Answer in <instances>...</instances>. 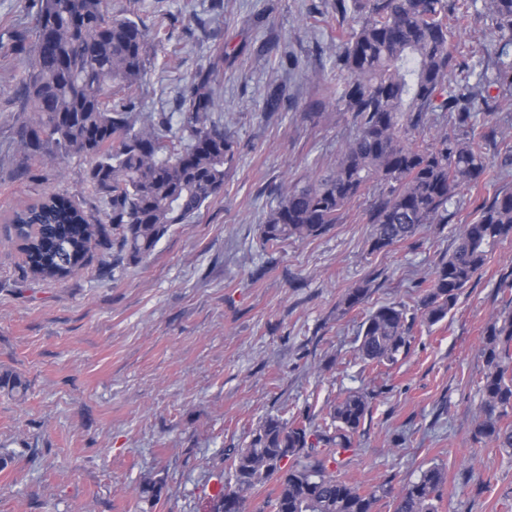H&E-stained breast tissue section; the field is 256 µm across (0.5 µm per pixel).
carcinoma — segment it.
<instances>
[{"label":"carcinoma","instance_id":"cac0c4a2","mask_svg":"<svg viewBox=\"0 0 512 512\" xmlns=\"http://www.w3.org/2000/svg\"><path fill=\"white\" fill-rule=\"evenodd\" d=\"M495 30L494 73H459L449 45L468 11L448 15V0H336L352 11L357 27L342 34L336 55L339 80L325 87L350 113L356 134L327 171L305 184L278 190V202L261 225L268 244L321 236L344 222L350 206L371 196L369 249L384 251L415 238L427 224H446L448 206L465 188H477L512 170V149L492 159L485 137L460 138L440 131L416 132L431 112H454L464 125L490 90L512 89V0H481ZM28 30L16 51L28 57L21 77V116L16 129L22 173L31 162L79 157L86 179L106 203L103 213L67 194L39 198L13 212L5 230L25 256L34 278L65 280L96 252L118 246L135 264L148 256L175 224H188L224 191L234 167V141L226 128L208 122L219 107L216 73L224 52L199 69L183 90L179 127L164 113L135 111L137 91L153 38L139 22L112 15L108 0H33ZM476 81L469 82L470 75ZM512 241V188L475 208L456 244L436 264L419 298L424 321L434 324L455 306L500 245ZM368 285L348 289L346 309L361 305ZM411 324L405 306L384 304L360 326L356 355L367 365H389L407 352ZM482 353L488 372L479 394L477 440L512 450V300L486 330ZM372 396L350 392L330 406L329 423L315 429L266 417L243 448L227 450L232 480L221 486L215 512H246L249 499L268 483L274 498L256 512H375L392 493L370 491L336 475L338 457L371 413ZM446 479L434 464L394 494L393 512H439ZM163 485L148 481L142 499L160 500Z\"/></svg>","mask_w":512,"mask_h":512}]
</instances>
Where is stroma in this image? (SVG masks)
<instances>
[{
	"mask_svg": "<svg viewBox=\"0 0 512 512\" xmlns=\"http://www.w3.org/2000/svg\"><path fill=\"white\" fill-rule=\"evenodd\" d=\"M143 22L150 48L137 109L178 114L177 99L216 48L224 68L211 121L227 127L237 159L223 193L154 251L115 274V254H94L75 277H26L17 244L0 233V512H205L226 449L249 443L269 415L322 424L331 402L373 396L371 413L338 474L368 491L400 487L437 464L446 471L440 512H512V451L473 439L487 372L486 328L512 290V241L502 244L442 321L414 323L407 354L387 366L356 356L370 310L415 308L424 281L449 253L477 203L496 184L465 189L446 224L386 251L369 250L364 205L345 223L303 241L263 244L261 225L282 183L326 171L354 133L335 100L337 32L355 27L336 0H108ZM30 0H0V220L52 193L91 198L86 161L38 165L20 177L14 134L24 69L11 49L30 23ZM454 38V59L493 66L488 18L474 12ZM280 90L279 111L266 98ZM437 126L512 140V97L491 96L474 123L448 113ZM369 282L366 302L344 309L346 289ZM163 484L156 505L140 484Z\"/></svg>",
	"mask_w": 512,
	"mask_h": 512,
	"instance_id": "1",
	"label": "stroma"
}]
</instances>
